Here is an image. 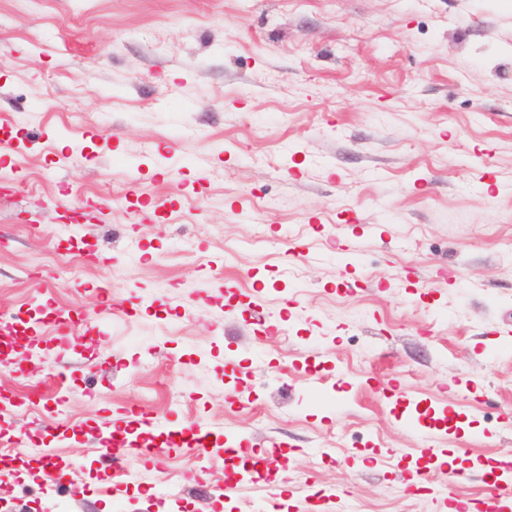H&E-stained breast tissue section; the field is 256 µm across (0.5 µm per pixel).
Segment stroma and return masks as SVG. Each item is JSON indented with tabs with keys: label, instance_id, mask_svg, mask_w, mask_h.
<instances>
[{
	"label": "stroma",
	"instance_id": "35a3bbf8",
	"mask_svg": "<svg viewBox=\"0 0 512 512\" xmlns=\"http://www.w3.org/2000/svg\"><path fill=\"white\" fill-rule=\"evenodd\" d=\"M1 112L0 321L27 328L0 512H317L338 486L448 512L416 467L486 495L512 456V0H0ZM54 310L81 318L65 350ZM131 412L211 445L115 478L100 430ZM229 432L294 481L221 496ZM46 438L66 488L13 462ZM230 443V447L228 450L238 449L240 452L245 454L246 456L256 460V463H260L263 466H279L284 465V462L288 460L286 454L288 451L278 448L279 445L273 444L271 448H266L260 456L255 453L251 448H248V441L242 435H236L233 441H229L227 438L225 439V444Z\"/></svg>",
	"mask_w": 512,
	"mask_h": 512
}]
</instances>
